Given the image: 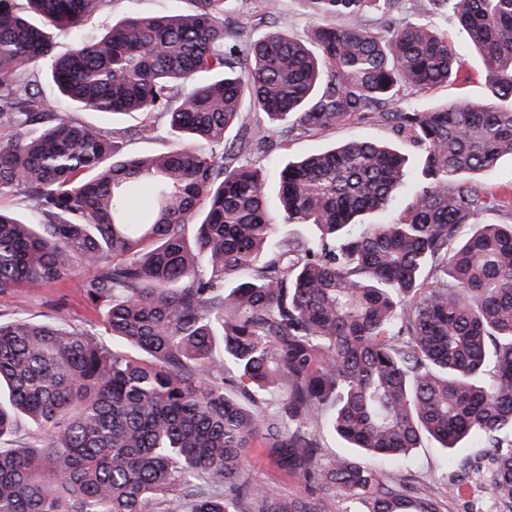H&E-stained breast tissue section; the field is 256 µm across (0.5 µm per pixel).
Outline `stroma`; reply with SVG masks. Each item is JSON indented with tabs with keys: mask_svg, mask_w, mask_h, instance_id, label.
<instances>
[{
	"mask_svg": "<svg viewBox=\"0 0 512 512\" xmlns=\"http://www.w3.org/2000/svg\"><path fill=\"white\" fill-rule=\"evenodd\" d=\"M180 4L181 0H112L108 13L87 22L85 33L97 35L128 16L164 15ZM226 8L234 17L273 15L288 20L292 24V34L298 37L305 36L311 26V20L305 15L299 0H228ZM434 22L447 33L449 43L461 57L463 76L430 95L429 103L486 99L488 88L484 64L469 33L447 15L435 17ZM354 136L394 143L407 160L408 180L418 178L420 151L408 139L395 136L386 125L375 120L339 124L289 140L274 129L269 133L267 152L252 155L250 161L260 168L269 191L273 192L278 186V171L288 160L323 150ZM85 277V272L79 271L61 282L33 283L0 292V317H23L37 322L62 317L91 333L103 334L101 312L96 311L83 295L81 284ZM459 454L470 458L471 466L462 468L449 464L448 450L441 448L433 439H424L420 448L413 450V464L404 476L416 494L442 501L444 512H512V505L499 499L492 491V475L484 459V448L469 441ZM248 476L251 482L274 487L288 498L315 495L319 512H343L345 508L342 499L336 495L309 492L299 476L277 465L274 450L260 443L251 450Z\"/></svg>",
	"mask_w": 512,
	"mask_h": 512,
	"instance_id": "35a3bbf8",
	"label": "stroma"
}]
</instances>
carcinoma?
I'll return each instance as SVG.
<instances>
[{"label": "carcinoma", "mask_w": 512, "mask_h": 512, "mask_svg": "<svg viewBox=\"0 0 512 512\" xmlns=\"http://www.w3.org/2000/svg\"><path fill=\"white\" fill-rule=\"evenodd\" d=\"M110 2L0 0V195L22 191L39 217L0 209V291L89 269L84 296L122 342L0 318V512H318L248 481L258 440L344 512H443L381 479L426 437L493 449L512 503V193L465 179L512 158V0H432L469 31L490 96L399 109L463 67L431 20L394 21L404 0H301L304 39L272 21L248 41L224 0L125 18L51 76L82 111L140 114L129 130L52 111L33 75L55 31ZM369 8L392 25L366 26ZM246 101L287 137L378 117L421 149L418 182L354 138L285 164L274 209L240 161L268 128L226 137ZM160 122L178 148L116 157ZM140 192L153 208L134 221ZM280 224L318 236L280 241ZM326 430L357 454L322 463Z\"/></svg>", "instance_id": "cac0c4a2"}]
</instances>
